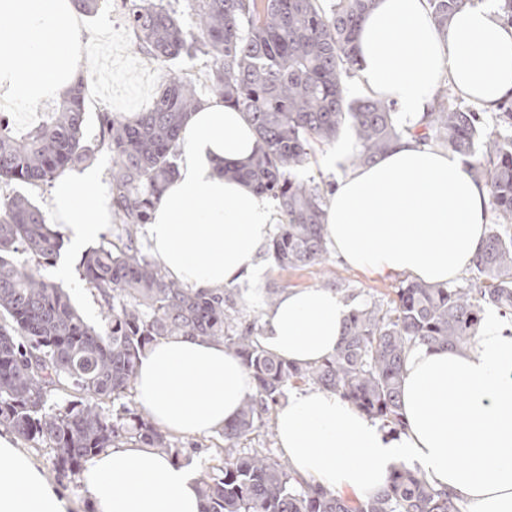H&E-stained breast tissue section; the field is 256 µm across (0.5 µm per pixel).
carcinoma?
<instances>
[{
    "mask_svg": "<svg viewBox=\"0 0 512 512\" xmlns=\"http://www.w3.org/2000/svg\"><path fill=\"white\" fill-rule=\"evenodd\" d=\"M193 28L156 0H130L135 53L164 64L182 55L210 61V90L242 112L258 147L248 163L227 169L277 201L282 223L269 243L283 269L320 263L325 191L302 176L313 143L332 142L352 125L356 165L373 163L406 135L464 157L489 188L496 222L473 264L477 288L409 281L387 307L352 312L335 354L297 365L260 344L262 326L245 320L231 288H187L167 277L145 251L141 232L177 171L180 133L200 102L191 74L161 85L151 109L128 118L98 113L99 135L84 138V82L37 125L19 131L0 121V184L50 185L67 171L112 154L109 193L112 239L89 251L81 279L96 291L103 325H88L46 273L62 241L29 196L0 200V427L54 457L59 476L78 479L83 463L111 445L139 441L179 462L184 448L142 410L112 401L131 394L137 364L160 338L185 336L224 343L252 372L255 391L221 435V464L199 479L204 512H461L457 499L416 469L396 468L364 501L328 492L297 475L271 448H250V436L273 432V414L288 386L331 390L391 430L403 426L401 384L415 345L462 349L477 334L486 306L512 315V134L490 131L483 113L444 83L422 126L397 122L384 101L346 97L356 69L355 39L373 0H188ZM438 28L470 0H428ZM25 253L29 261L14 259ZM74 399L49 406L52 395Z\"/></svg>",
    "mask_w": 512,
    "mask_h": 512,
    "instance_id": "1",
    "label": "carcinoma"
}]
</instances>
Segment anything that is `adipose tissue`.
Wrapping results in <instances>:
<instances>
[{"label": "adipose tissue", "mask_w": 512, "mask_h": 512, "mask_svg": "<svg viewBox=\"0 0 512 512\" xmlns=\"http://www.w3.org/2000/svg\"><path fill=\"white\" fill-rule=\"evenodd\" d=\"M0 88L34 108L66 95L84 59L82 16L73 0H0ZM365 94L407 125L451 85L493 112L512 100V27L492 10L466 7L438 30L427 0H374L357 40ZM177 172L151 210L146 240L166 274L189 288L256 280L276 219L265 195L226 174L257 149L241 112L202 100L181 133ZM355 144L326 156L338 170L325 216L326 239L350 267L445 284L470 266L488 233L489 190L451 150L406 136L377 162L348 166ZM110 196L96 168L55 183L48 221L75 250L109 225ZM356 304L331 288H289L262 311L260 343L305 365L331 356ZM251 371L223 343L171 336L137 365L135 398L164 431L196 437L222 430L253 392ZM400 433L382 429L336 392L289 393L275 419L292 469L329 491L367 498L393 469H419L467 512H512V321L489 309L474 341L458 350L419 345L403 366ZM91 512H202L198 478L158 449L129 441L90 457L79 475ZM11 432L0 429V512H77Z\"/></svg>", "instance_id": "adipose-tissue-1"}]
</instances>
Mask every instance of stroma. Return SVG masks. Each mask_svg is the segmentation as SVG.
Here are the masks:
<instances>
[{
    "label": "stroma",
    "mask_w": 512,
    "mask_h": 512,
    "mask_svg": "<svg viewBox=\"0 0 512 512\" xmlns=\"http://www.w3.org/2000/svg\"><path fill=\"white\" fill-rule=\"evenodd\" d=\"M128 6L124 0H106L99 10L84 17L81 40L90 62L85 83L86 138L98 131L97 114L108 109L132 116L151 107L164 71L197 75L199 97L210 95L205 80L207 60L203 56H181L161 65L141 58L133 50V33L127 22ZM264 276L257 292L248 285H240V294H252V303L246 304L248 317H256L266 301L268 286L285 283L292 288L327 287L335 289L344 298L361 304H386L394 298L402 277H371L355 270L333 255H326L322 263L301 269L284 270L271 259H264Z\"/></svg>",
    "instance_id": "stroma-1"
}]
</instances>
